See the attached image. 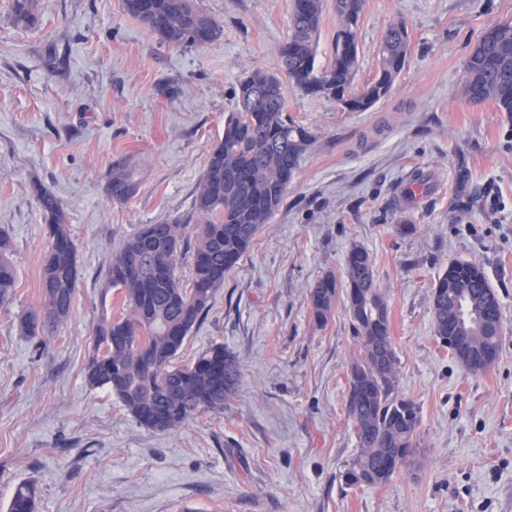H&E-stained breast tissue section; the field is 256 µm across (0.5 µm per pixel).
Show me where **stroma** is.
Here are the masks:
<instances>
[{
  "instance_id": "35a3bbf8",
  "label": "stroma",
  "mask_w": 512,
  "mask_h": 512,
  "mask_svg": "<svg viewBox=\"0 0 512 512\" xmlns=\"http://www.w3.org/2000/svg\"><path fill=\"white\" fill-rule=\"evenodd\" d=\"M0 0V229L17 282L0 308V512L15 486L37 512H512V114L462 92L464 62L512 0H366L354 89L369 83L387 27L404 21L407 67L366 112L287 90L315 140L280 209L227 274L178 364L221 345L241 361L223 413L157 433L84 366L93 328L122 309L108 257L138 225L189 216L244 73L271 67L290 0H197L224 28L173 49L122 0H40L36 28ZM138 187L107 197L112 162ZM61 200L79 256L70 315L51 336L18 333L42 304L46 224L32 187ZM372 255L387 294L399 391L420 409L411 464L381 485H346L359 452L346 409L358 351L336 308L314 323L309 290L345 257ZM480 264L502 305L500 355L464 371L434 334L431 291L449 261Z\"/></svg>"
}]
</instances>
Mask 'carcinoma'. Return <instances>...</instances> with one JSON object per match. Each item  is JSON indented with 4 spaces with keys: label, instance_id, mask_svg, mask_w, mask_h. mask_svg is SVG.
<instances>
[{
    "label": "carcinoma",
    "instance_id": "obj_1",
    "mask_svg": "<svg viewBox=\"0 0 512 512\" xmlns=\"http://www.w3.org/2000/svg\"><path fill=\"white\" fill-rule=\"evenodd\" d=\"M38 2L11 0L10 23L35 27ZM364 5L365 0H334L338 29L333 59L319 72L315 57L326 0H291L290 33L276 67L253 70L235 87L236 110L224 119L223 137L209 152L189 219L142 224L110 253L105 285L120 288L123 312L115 318L105 315L95 325L84 377L89 386L115 394L145 428L169 432L200 412L222 413L238 386L241 363L222 346L187 365L177 366L174 359L224 277L283 204L315 139L311 129L288 115L286 87L333 100L349 112H365L389 94L404 70L410 41L405 23L398 21L382 38L375 78L361 91H352ZM123 8L171 48L212 45L224 32L195 0H123ZM463 95L512 114L511 21L478 38L465 61ZM136 191L135 170L124 158L114 160L108 197L125 203ZM34 196L47 224L49 247L41 307L18 316V331L32 337L48 336L66 321L78 283L77 247L62 203L41 184L34 186ZM11 256V239L0 230V307L11 303L16 287ZM185 256L191 266L186 283L177 275ZM345 274L342 283L332 273L320 278L309 290V307L322 326L343 301L358 343L350 364L347 412L360 448L346 481L378 485L388 482L416 447L420 410L398 391L388 301L365 248L351 247ZM485 294L497 291L473 262L453 260L438 277L431 293L434 331L448 350L454 349L453 337L466 336L476 350L500 351L504 321L492 331L480 327ZM36 509V485L18 484L7 512Z\"/></svg>",
    "mask_w": 512,
    "mask_h": 512
}]
</instances>
